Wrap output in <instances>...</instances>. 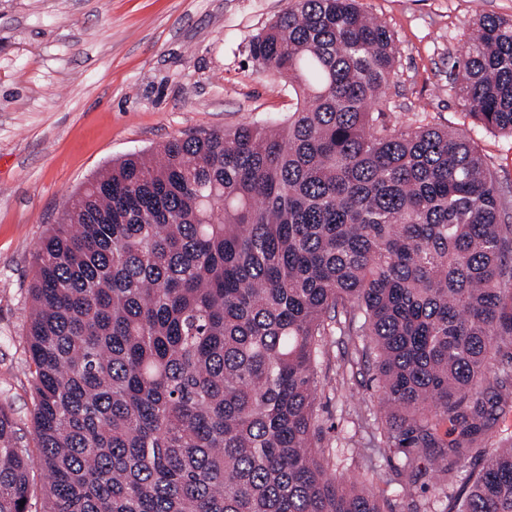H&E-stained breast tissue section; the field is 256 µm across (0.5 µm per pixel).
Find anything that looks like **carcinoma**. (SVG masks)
<instances>
[{"instance_id": "obj_1", "label": "carcinoma", "mask_w": 512, "mask_h": 512, "mask_svg": "<svg viewBox=\"0 0 512 512\" xmlns=\"http://www.w3.org/2000/svg\"><path fill=\"white\" fill-rule=\"evenodd\" d=\"M249 53L293 89L288 116L127 156L40 241L39 454L0 404V512H31L34 463L41 512H393L318 447L315 361L339 307L373 345L407 484L424 460L448 477L440 512H512V438L488 435L512 406L496 174L462 132L371 112L397 49L359 0H289ZM449 76L468 115L512 134V19L482 16Z\"/></svg>"}]
</instances>
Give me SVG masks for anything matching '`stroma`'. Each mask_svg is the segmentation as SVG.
<instances>
[{"instance_id": "35a3bbf8", "label": "stroma", "mask_w": 512, "mask_h": 512, "mask_svg": "<svg viewBox=\"0 0 512 512\" xmlns=\"http://www.w3.org/2000/svg\"><path fill=\"white\" fill-rule=\"evenodd\" d=\"M398 49L386 122L465 131L498 176L512 217V135L466 114L454 57L484 15L512 19V0H359ZM287 0H0V403L36 450L25 325L33 258L74 195L113 161L171 138L263 124L295 102L257 72L249 44ZM337 310L317 362L320 445L347 481L405 512L438 499L441 481L403 490L402 456L375 439L381 418L368 342Z\"/></svg>"}]
</instances>
